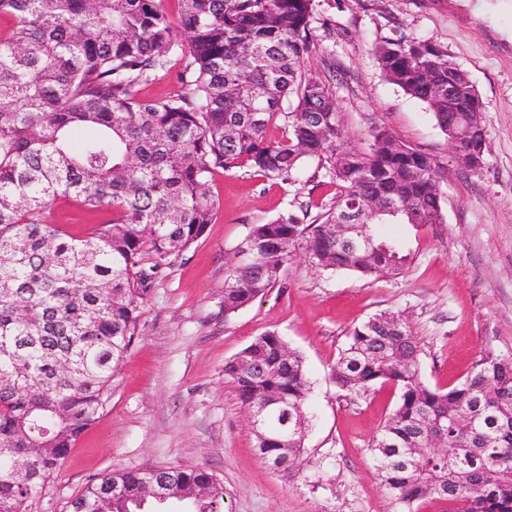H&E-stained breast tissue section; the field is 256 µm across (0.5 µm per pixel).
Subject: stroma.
I'll return each instance as SVG.
<instances>
[{
    "label": "stroma",
    "mask_w": 512,
    "mask_h": 512,
    "mask_svg": "<svg viewBox=\"0 0 512 512\" xmlns=\"http://www.w3.org/2000/svg\"><path fill=\"white\" fill-rule=\"evenodd\" d=\"M305 69L330 87L345 147L365 152L382 127L446 167V221L379 224L408 264L374 278L317 268L295 251L281 281L232 314L224 280L252 225L287 210L317 219L336 185L316 162L286 184L247 168L217 171L220 206L204 235L165 268L142 305L135 339L95 423L32 497L26 512H67L84 487L115 469L201 468L224 486V512H399L369 445L396 401L393 385L339 388L333 368L350 329L380 313L416 338L424 382L457 385L481 356L512 357V0H314ZM444 49L469 76L484 110L479 168L457 165L427 105L382 76L387 39ZM176 46L166 75L139 84L143 99L177 93L188 62ZM61 198L48 219L74 235L110 220ZM277 332L304 361L310 393L303 445L288 467L265 464L235 387L224 374L257 336Z\"/></svg>",
    "instance_id": "35a3bbf8"
}]
</instances>
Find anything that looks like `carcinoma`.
<instances>
[{"mask_svg":"<svg viewBox=\"0 0 512 512\" xmlns=\"http://www.w3.org/2000/svg\"><path fill=\"white\" fill-rule=\"evenodd\" d=\"M164 2L0 0L13 19L0 39V512H25L104 408L154 281L213 219L214 171L242 166L292 183L316 160L338 188L316 224L289 210L252 225L248 239L265 265L240 258L230 269L226 314L274 287L296 249L324 270L398 274L407 262L398 244L377 239L364 252L336 234L352 202L397 194L406 211L380 220L445 223L443 167L432 157L384 129L367 153L342 147L332 92L303 70L313 0H178L175 21ZM179 33L189 79L165 99L140 98L139 83L165 70ZM374 54L383 77L425 103L442 131L448 113L475 111L467 76L448 100L456 64L437 45L386 40ZM280 115L288 134L269 142ZM81 125L99 135L75 149L69 134ZM61 197L112 219L75 236L47 219ZM224 373L247 408L288 400L256 438L261 460L280 456L277 439L309 396L301 355L266 332ZM333 375L359 393L387 382L399 390L370 452L401 512L427 499L447 502L448 512H512V359L488 353L457 386L433 389L415 337L380 314L348 332ZM35 448L36 466L17 477L16 462ZM154 487L192 501L193 512H224L223 484L179 467L114 470L88 484L70 512H133Z\"/></svg>","mask_w":512,"mask_h":512,"instance_id":"obj_1","label":"carcinoma"}]
</instances>
